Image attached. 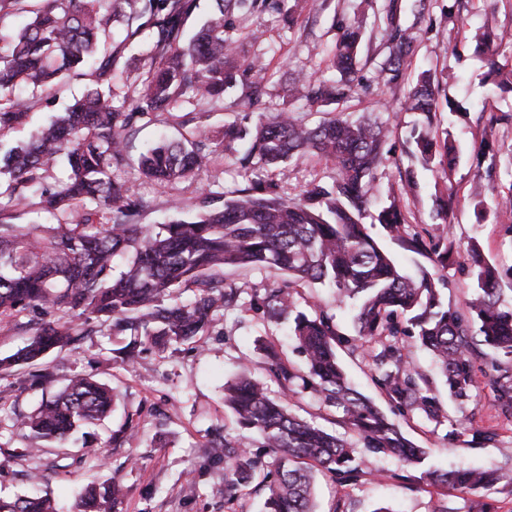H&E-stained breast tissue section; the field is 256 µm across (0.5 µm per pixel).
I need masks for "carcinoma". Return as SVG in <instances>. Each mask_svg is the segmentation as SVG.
Here are the masks:
<instances>
[{"label":"carcinoma","instance_id":"1","mask_svg":"<svg viewBox=\"0 0 512 512\" xmlns=\"http://www.w3.org/2000/svg\"><path fill=\"white\" fill-rule=\"evenodd\" d=\"M29 0H0V13L32 14L31 20L8 37L0 48V139L27 127L29 106L10 98L25 84L32 92L54 89L64 78L90 65L95 83L50 125L29 133L24 143L4 147L0 142V176L9 182L8 202L26 204L27 191L41 184L42 175L59 163L70 169L66 182L44 187L33 212L56 219L54 224H31L26 231L4 221L0 205V317L32 315L20 327L33 326L26 344L0 359V371L33 365L52 349H68L84 332L74 320H96L112 326V335H130L114 349L123 363L134 362L141 346L164 353L193 342L209 332L218 314L231 306L238 289L226 285L224 270L269 271L280 283L265 289L263 304L274 316L291 319V334L306 359L300 374L275 352L265 350V370L278 384L282 397L269 396L263 384L244 371L224 384V406L242 430H255L257 444L217 434L207 447L215 461H225L224 486L212 489L226 499L253 477L257 460L247 447L269 449L278 461L269 485L267 512H316L315 474L331 476L336 486L358 481L363 470L352 465L350 444L312 421L294 414L288 397L304 390L317 401L340 411L343 423L372 452H387L407 464H421L426 450L416 446L401 427L353 388L336 348L345 343L356 351L383 338L373 356L372 380L402 413L440 422L441 408L427 377L406 365L399 336H411L434 358L448 393L464 397L473 386L477 359H485L490 382L505 414L512 416V307L501 303L502 271L471 242L465 261L476 288L462 314L440 292L442 280L424 266L407 274L360 222L375 203L374 171L385 159L390 130L371 120L352 121L341 113L310 127L286 112L261 117L254 131L226 123L216 149L197 126L177 140L144 148L139 172L170 185L196 176L210 155L235 152L243 166L276 167L285 160L318 155L334 162L336 177L329 185L313 181L297 198L279 191L273 181L246 185L230 192L202 193L195 213L167 224L139 223L148 203L115 175L125 165L128 136L144 119L170 113L188 100L215 106L224 92L242 88L241 104L250 108L264 91V72L255 60L241 59L236 44L252 38L236 33L227 18L230 6L285 11L293 25L297 7L285 0H212L209 18L191 35L184 24L197 0H42L28 9ZM402 0H388L382 16L383 38L389 55L380 75L388 85L403 78L416 56V38L400 22ZM124 40L145 32L153 39L148 68L127 106L111 104L118 49L100 52L115 27ZM362 23L337 27L330 67L340 79L303 77L292 80L290 92L311 107L346 102L358 93L355 77L362 50ZM475 53L484 56L485 84L492 95L512 91V64L498 60L491 34L476 40ZM437 72L423 69L405 96L407 111L418 115L410 131L413 149L399 180L389 189L390 203L381 207L377 222L405 251L426 256L443 268L459 251L451 238L424 240L403 235L406 215L402 198L415 197L418 170L439 167L450 173L459 152L445 133L437 137L434 118L440 106ZM448 113L466 123L470 108L445 99ZM109 215L108 223L90 222V211ZM331 288L339 300H351L355 335L345 338L334 316L321 310L297 308L298 287ZM190 288L193 299H173L177 288ZM52 314L51 321L43 316ZM116 394L92 377L74 373L50 393L30 415L16 421L39 452L42 441L65 442L82 431L88 444L95 427L112 413ZM430 483L465 490L500 486L512 493V477L494 466L427 472ZM121 484L89 482L74 497L69 512H119ZM0 512H58L55 500L42 490L15 498L0 497Z\"/></svg>","mask_w":512,"mask_h":512}]
</instances>
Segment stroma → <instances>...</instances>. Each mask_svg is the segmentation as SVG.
<instances>
[{
	"label": "stroma",
	"instance_id": "35a3bbf8",
	"mask_svg": "<svg viewBox=\"0 0 512 512\" xmlns=\"http://www.w3.org/2000/svg\"><path fill=\"white\" fill-rule=\"evenodd\" d=\"M451 0H428L426 20L415 24L411 11H404V25H415L418 65L436 69L447 96L474 105L468 123L449 127L447 112L435 118L438 132H451L459 150V163L451 176L441 170L419 174L422 189L418 197L408 200L406 231L423 237H451L456 246L466 247L478 241L485 255L512 268V211L496 209L495 202L512 191V121L495 126L492 133L494 153L481 156L485 120L479 108L485 90L484 64L472 49L483 31L487 12H494V42L502 57L512 58V0H469L466 9L455 17L453 30L443 22ZM384 0H305L296 30H289L281 15L236 8L231 12L239 31L249 33L238 53L244 58H260L266 67V93L260 107L243 108L238 104L240 89L225 93L220 108L203 101L187 104V111L197 113L200 125L218 132L224 122L235 121L254 127L266 112H293L310 125L323 115L304 102L292 99L288 86L302 76L332 77L329 49L334 39L333 20L350 21L363 14L371 39L363 49L360 75L364 88L343 106L345 115L356 119L368 116L388 123L392 130L388 140L391 153L375 172L379 204H386L387 189L398 179L397 168L407 161L406 139L414 119L404 111L405 86L390 87L379 79L378 72L388 54L378 17ZM147 47L129 46L118 61L121 78L114 83L112 103L121 105L133 94L132 82L144 72ZM93 81L80 76L60 85L55 93L32 102L31 122L38 125L64 110L80 97ZM492 173L486 192L489 215L477 222L470 189L479 176ZM336 175L333 163L319 156L291 160L278 167L243 170L231 160L213 161L195 180L160 186L142 178L135 165L120 173L131 190L149 204L141 221L163 224L178 219L169 201L181 199L192 206L197 196L207 190L231 191L255 180L277 183L288 197H297L312 181L332 182ZM452 189L457 201L447 220L436 218L435 191ZM227 283L240 288L237 304L220 314V324L200 342L180 345L174 353L144 351L132 365L116 362L114 350L121 344L110 327H102L81 341L79 349L55 351L44 361L56 382H63L76 371L94 376L119 395L112 416L98 429L97 445L104 459L84 457L82 449L44 445L39 460L26 454L29 441L15 428L20 416L31 413L39 403L42 390L36 386L31 368L24 367L0 376V496L11 497L30 488L29 472L40 467L44 485L67 507L74 489L91 480L115 479L123 483L126 497L122 512H263L268 495L266 485L253 481L226 501L211 496L210 488L224 477V462L209 460L205 445L212 429L228 424L230 414L224 408V384L233 379L241 367H248L261 382L269 377L262 367L258 341L274 346L277 353L294 366L304 364L296 343L288 334L286 319L272 317L253 305L255 296L263 294L272 283L271 274L259 271H226ZM406 360L428 375L431 387L443 410L442 422L405 415L399 422L415 445L428 455L423 464L408 465L390 454L370 453L356 445L354 457L372 470V477L354 484L336 487L325 477L316 479L317 512H373L381 503L394 512H469L472 493L461 489H441L430 484L427 472L457 467L497 464L512 471V418L501 414L495 392L484 373H476L475 383L462 399L449 397L442 377L430 354L412 338H403ZM341 365L352 384L382 411L391 405L384 393L370 379L371 361L351 353L347 347L337 350ZM495 431L494 441L473 445L466 436L448 440L453 424ZM132 427V438L113 443L112 436L124 427Z\"/></svg>",
	"mask_w": 512,
	"mask_h": 512
}]
</instances>
